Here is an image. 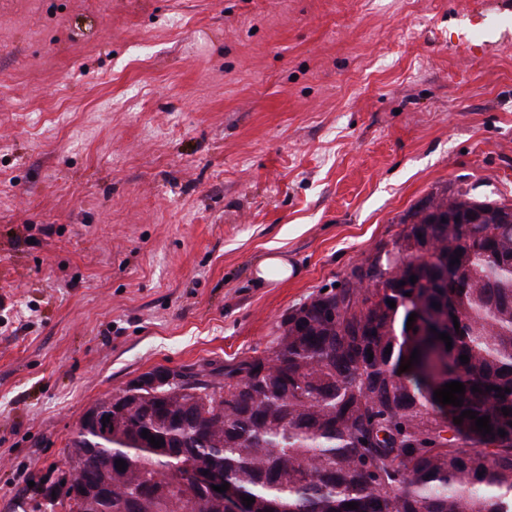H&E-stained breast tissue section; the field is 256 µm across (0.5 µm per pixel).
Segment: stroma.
Returning <instances> with one entry per match:
<instances>
[{"label": "stroma", "mask_w": 512, "mask_h": 512, "mask_svg": "<svg viewBox=\"0 0 512 512\" xmlns=\"http://www.w3.org/2000/svg\"><path fill=\"white\" fill-rule=\"evenodd\" d=\"M449 187L512 201V0H0V512H50L96 401L264 350ZM292 266L277 253L267 255L257 265L254 276L256 280L268 281L273 279L285 280L292 274Z\"/></svg>", "instance_id": "35a3bbf8"}]
</instances>
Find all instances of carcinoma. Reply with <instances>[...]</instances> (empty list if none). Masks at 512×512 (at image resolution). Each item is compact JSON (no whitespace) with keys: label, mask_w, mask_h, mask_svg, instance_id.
I'll use <instances>...</instances> for the list:
<instances>
[{"label":"carcinoma","mask_w":512,"mask_h":512,"mask_svg":"<svg viewBox=\"0 0 512 512\" xmlns=\"http://www.w3.org/2000/svg\"><path fill=\"white\" fill-rule=\"evenodd\" d=\"M477 207L479 224L446 222ZM403 224L392 249L289 310L263 351L193 382L113 394L124 412L78 426L50 508L87 512L81 488L109 477L112 512L133 498L136 512H226L183 477L192 461L255 498L241 512H512V413L502 412L512 410V214L445 190ZM455 319L459 330H448ZM415 349L418 361L400 371ZM431 349L447 367L431 364ZM451 381L465 385L461 406L434 400ZM437 410L448 412L446 438ZM465 410L490 417L491 433L453 422Z\"/></svg>","instance_id":"obj_1"}]
</instances>
